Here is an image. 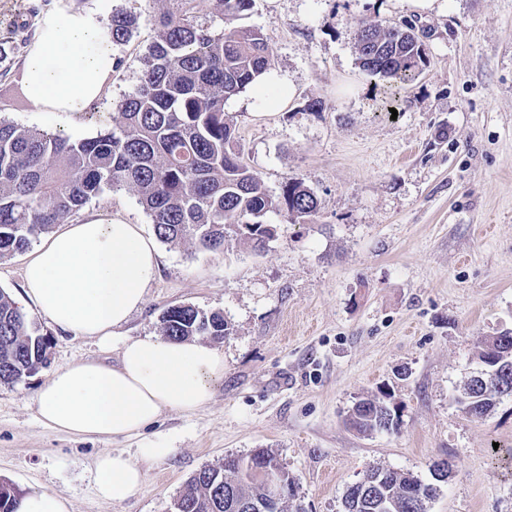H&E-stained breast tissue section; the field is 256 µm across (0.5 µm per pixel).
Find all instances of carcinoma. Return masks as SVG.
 Masks as SVG:
<instances>
[{
  "label": "carcinoma",
  "instance_id": "1",
  "mask_svg": "<svg viewBox=\"0 0 512 512\" xmlns=\"http://www.w3.org/2000/svg\"><path fill=\"white\" fill-rule=\"evenodd\" d=\"M154 15L155 36L143 59L136 92L119 108L112 131L73 140L59 134L0 121V258L20 251L32 238L73 215L106 189L134 191L148 212L157 237L166 243L192 238L208 251L224 247L231 230L262 245L273 235L265 216L285 205L288 215L306 219L318 207L314 191L290 179L282 200L274 199L243 163L235 147V127L224 100L245 89L271 64L273 55L260 27L237 22L253 0H163ZM224 22L213 36L203 16ZM137 17L112 13V45L127 42ZM360 65L371 76L393 81L390 99L427 66L417 26L362 25L354 32ZM163 336L188 340L208 336L219 342L228 324L219 312L175 306L162 316ZM49 343L34 329L10 295L0 290V383L13 384L37 371ZM479 363L498 360L496 382L459 395L479 396L466 414L482 418L497 405L499 386L512 397V333L486 338ZM348 422L360 433L399 427L396 408L377 397L358 399ZM277 461L258 448L250 455L224 456L219 467H203L185 482L177 512H267L269 491L249 463ZM377 467L347 490L343 512H426L437 487L410 472ZM19 493L0 483V512H14Z\"/></svg>",
  "mask_w": 512,
  "mask_h": 512
}]
</instances>
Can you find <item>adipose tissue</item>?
<instances>
[{
	"label": "adipose tissue",
	"mask_w": 512,
	"mask_h": 512,
	"mask_svg": "<svg viewBox=\"0 0 512 512\" xmlns=\"http://www.w3.org/2000/svg\"><path fill=\"white\" fill-rule=\"evenodd\" d=\"M113 51L97 13H45L25 59L31 104L44 112L86 111L109 88ZM158 267L154 242L118 216L66 225L33 252L25 266V299L61 331L119 348L117 365L82 361L54 371L36 395L47 425L76 437L116 440L140 433L164 412L190 413L211 399L213 383L224 375L222 351L196 340L118 337L144 305ZM168 454L152 444L133 457L100 453L94 461L99 495L126 501L143 483L142 462Z\"/></svg>",
	"instance_id": "obj_1"
}]
</instances>
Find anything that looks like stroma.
<instances>
[{
	"instance_id": "stroma-1",
	"label": "stroma",
	"mask_w": 512,
	"mask_h": 512,
	"mask_svg": "<svg viewBox=\"0 0 512 512\" xmlns=\"http://www.w3.org/2000/svg\"><path fill=\"white\" fill-rule=\"evenodd\" d=\"M60 0H0V38L12 73L0 76V119L74 139L115 127L135 91L160 0H61L73 11L139 17L119 45L105 95L81 114L40 112L14 88L41 14ZM273 47L272 68L293 94L256 112L248 92L224 102L243 162L280 197L288 179L318 198L316 213L266 217L261 249L230 235L223 250L158 243L159 273L124 337L157 335L164 312L185 304L223 312L224 377L192 413H164L139 435L111 442L45 426L36 394L73 362L117 363V351L62 333L24 302L27 252L0 258V289L20 302L49 343V362L0 384V481L45 489L71 512H173L185 481L226 455L271 449L293 477L304 512H342L348 487L370 467L432 481L450 471L427 512H512V398L468 416L457 389L477 367L486 337L512 331V0H448L412 11L405 0H254L247 18ZM364 22L424 28L428 64L393 109L389 81L359 65ZM321 101L318 110L310 101ZM120 215L154 226L135 192L104 190L69 223ZM387 392L393 431L361 434L346 423L361 397ZM154 442L168 457L143 463L144 482L114 504L95 490L104 449L136 454Z\"/></svg>"
}]
</instances>
